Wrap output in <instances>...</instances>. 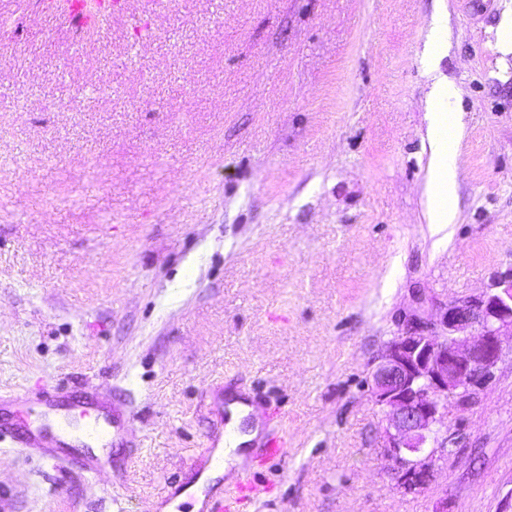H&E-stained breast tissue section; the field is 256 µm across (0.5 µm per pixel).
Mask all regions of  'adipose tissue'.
I'll use <instances>...</instances> for the list:
<instances>
[{"label": "adipose tissue", "instance_id": "obj_1", "mask_svg": "<svg viewBox=\"0 0 512 512\" xmlns=\"http://www.w3.org/2000/svg\"><path fill=\"white\" fill-rule=\"evenodd\" d=\"M425 70L431 80L428 96L430 110L427 114V138L430 149L429 178L426 186L428 218L433 224H449L454 219L452 209L442 205L446 190L456 181V153L453 143L462 132L458 112L454 107L458 90L439 69L433 55H425ZM231 417L226 426L222 453L231 465L242 466L247 457L246 444L254 439L260 429L259 414L250 413L247 407L232 404Z\"/></svg>", "mask_w": 512, "mask_h": 512}]
</instances>
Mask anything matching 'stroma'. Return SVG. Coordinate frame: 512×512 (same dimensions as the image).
<instances>
[{"mask_svg":"<svg viewBox=\"0 0 512 512\" xmlns=\"http://www.w3.org/2000/svg\"><path fill=\"white\" fill-rule=\"evenodd\" d=\"M456 218L429 224L435 0H121L83 38L0 0V422L40 387L129 402L112 483L0 440V512H156L212 432L210 384L279 407L243 512H512V343L397 487L370 373L404 319L512 268L504 0H444ZM26 111H13L15 101Z\"/></svg>","mask_w":512,"mask_h":512,"instance_id":"stroma-1","label":"stroma"}]
</instances>
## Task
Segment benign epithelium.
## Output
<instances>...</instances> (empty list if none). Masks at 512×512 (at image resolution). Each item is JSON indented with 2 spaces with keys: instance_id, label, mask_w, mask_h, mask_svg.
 <instances>
[{
  "instance_id": "benign-epithelium-1",
  "label": "benign epithelium",
  "mask_w": 512,
  "mask_h": 512,
  "mask_svg": "<svg viewBox=\"0 0 512 512\" xmlns=\"http://www.w3.org/2000/svg\"><path fill=\"white\" fill-rule=\"evenodd\" d=\"M512 338V269L482 291L453 299L435 321L417 314L404 321L371 372V392L387 410L384 455L397 484L417 493L434 477L448 399L460 402L492 377L503 340Z\"/></svg>"
}]
</instances>
